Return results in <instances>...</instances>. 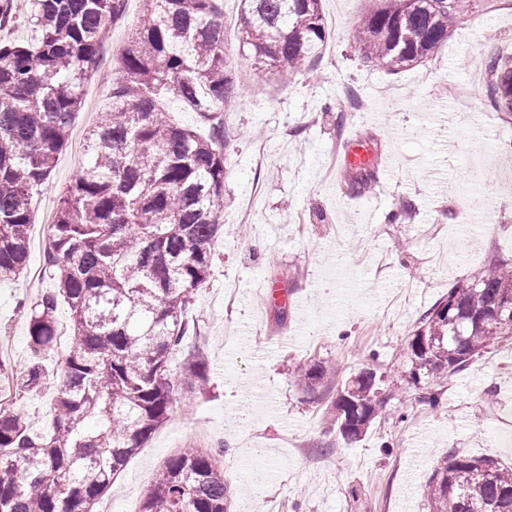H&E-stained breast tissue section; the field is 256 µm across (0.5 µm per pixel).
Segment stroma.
I'll list each match as a JSON object with an SVG mask.
<instances>
[{"label": "stroma", "instance_id": "stroma-1", "mask_svg": "<svg viewBox=\"0 0 512 512\" xmlns=\"http://www.w3.org/2000/svg\"><path fill=\"white\" fill-rule=\"evenodd\" d=\"M373 4L322 0L337 26L315 76L284 79L251 57L229 59L240 95L224 113V223L187 313L209 385L180 399L130 460L102 499L109 512L140 506L164 461L190 447L223 448L228 512H429L424 487L448 449L512 464V447L494 443L512 421V340L420 390L407 382L406 350L451 283L497 258L512 263V195L495 191L512 161V125L488 107L484 70L487 56L512 55V0H478L433 57L396 75L363 67L351 47ZM139 20V0H127L51 180L32 199L28 271L0 283V364L14 373L30 357L20 305L49 286L48 226L112 92V56ZM351 87L365 111H346ZM442 112L452 122L440 124ZM352 137L382 156L377 183L360 196L333 166V148ZM404 202L412 215L389 223ZM265 283L287 291L286 309L258 304ZM309 361L336 364L339 386L373 365L389 403L360 442H344L330 399L298 387ZM427 391L441 392L440 405Z\"/></svg>", "mask_w": 512, "mask_h": 512}]
</instances>
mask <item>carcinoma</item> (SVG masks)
Listing matches in <instances>:
<instances>
[{
    "label": "carcinoma",
    "instance_id": "carcinoma-1",
    "mask_svg": "<svg viewBox=\"0 0 512 512\" xmlns=\"http://www.w3.org/2000/svg\"><path fill=\"white\" fill-rule=\"evenodd\" d=\"M26 2L35 37L0 39V282L27 270L31 199L51 179L105 33L127 0ZM221 2L143 0L138 28L112 59V100L48 228L51 288L24 309L30 362L12 377L15 391L45 386L61 301L71 312V345L46 431L0 410V512H92L176 402L208 383L206 357L187 342L186 315L211 275L224 218V110L238 95ZM470 8V0H380L352 35L357 58L391 74L422 63ZM325 38L320 0H240L235 46L272 73H302ZM485 72L489 105L512 124V91H504L512 56L488 57ZM170 97L196 112L206 132L175 122L164 107ZM377 180L378 170L363 168L350 190L362 194ZM511 337L512 266L495 260L415 323L411 384L460 374ZM335 375L331 365L309 363L297 382L316 399ZM386 406L372 369L352 377L332 401L343 440H361ZM224 493L216 455L184 448L167 459L139 512H226ZM424 493L430 512H512V466L451 450Z\"/></svg>",
    "mask_w": 512,
    "mask_h": 512
}]
</instances>
